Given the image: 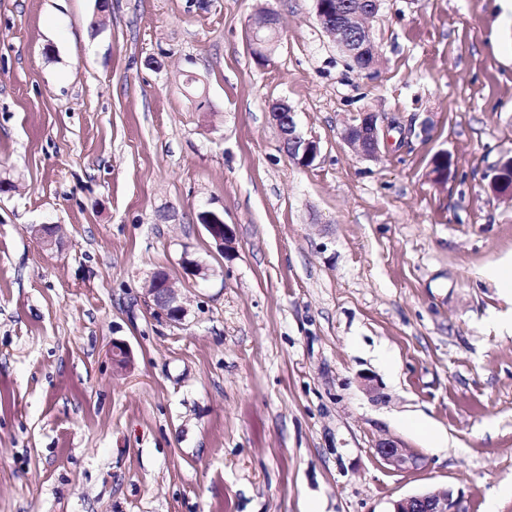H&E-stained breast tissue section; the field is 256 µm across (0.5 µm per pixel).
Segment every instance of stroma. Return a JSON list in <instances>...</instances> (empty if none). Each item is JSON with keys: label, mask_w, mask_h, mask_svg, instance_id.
I'll use <instances>...</instances> for the list:
<instances>
[{"label": "stroma", "mask_w": 512, "mask_h": 512, "mask_svg": "<svg viewBox=\"0 0 512 512\" xmlns=\"http://www.w3.org/2000/svg\"><path fill=\"white\" fill-rule=\"evenodd\" d=\"M371 28L362 72L314 0H0V512H512V288L486 274L512 258V0H383ZM365 112L373 159L342 138ZM249 32L248 46L251 53L258 60H267L278 33L276 14L268 8L255 12L250 19ZM265 32H269L268 38L263 36ZM271 117L288 154L302 166H309L318 155V144L315 140L306 138L299 130L295 121V112L285 100L273 102ZM510 158L493 169L490 186L498 196L512 200V157ZM199 219L219 252L226 254L233 250V233L229 225L224 224L222 215L214 211H203L200 213ZM145 293L154 306L172 322L179 323L187 315V307L173 277L165 272H156L148 281ZM381 459L397 470H404L415 464V457L397 439H384L377 445ZM390 512H457L450 493L445 490L422 492L394 502Z\"/></svg>", "instance_id": "35a3bbf8"}]
</instances>
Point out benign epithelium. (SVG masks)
<instances>
[{
	"label": "benign epithelium",
	"mask_w": 512,
	"mask_h": 512,
	"mask_svg": "<svg viewBox=\"0 0 512 512\" xmlns=\"http://www.w3.org/2000/svg\"><path fill=\"white\" fill-rule=\"evenodd\" d=\"M317 21L322 30L336 43V47L360 71L378 67L379 54L373 42L368 21L376 16L382 0H314ZM248 46L253 56L261 61L268 59L278 33V18L268 8L254 13L249 24ZM271 117L288 154L302 166H309L318 155V144L299 130L295 112L285 100L271 105ZM343 140L362 158H374L379 152V127L377 115L365 112L356 124L347 126ZM492 190L499 196L512 200V158L499 163L490 178ZM200 223L221 253L233 250L234 237L222 215L203 211ZM145 293L154 306L172 322L179 323L187 315L184 298L175 287L173 277L165 272L155 273L148 281ZM381 459L397 470L415 464V457L396 439H384L377 445ZM393 512H456L450 493L446 490L422 492L394 502Z\"/></svg>",
	"instance_id": "obj_1"
}]
</instances>
